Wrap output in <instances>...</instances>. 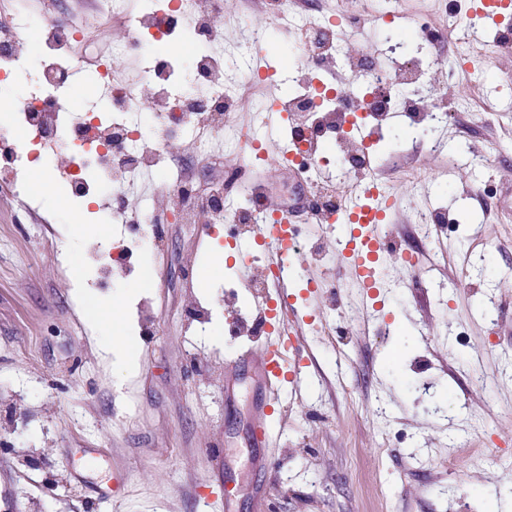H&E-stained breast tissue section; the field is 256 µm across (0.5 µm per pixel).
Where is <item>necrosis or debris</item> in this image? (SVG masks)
<instances>
[{
    "instance_id": "necrosis-or-debris-1",
    "label": "necrosis or debris",
    "mask_w": 512,
    "mask_h": 512,
    "mask_svg": "<svg viewBox=\"0 0 512 512\" xmlns=\"http://www.w3.org/2000/svg\"><path fill=\"white\" fill-rule=\"evenodd\" d=\"M266 13L293 30L310 58L306 70L290 74L293 90L282 98L265 99L257 116L285 114L289 147L264 152L269 165L304 175L310 183L311 210L323 223L351 209L359 199L360 185L374 171V139L382 138L393 115L403 117L414 132L445 130L450 112H466L471 101L463 95H447L448 71L479 73L486 57L461 27L463 8L470 0H446L448 29L454 36L448 56L435 55L442 37L428 21H420V52L396 49L377 57L343 43V29L354 27L355 18L325 13L310 19L289 10L285 0H259ZM91 13L80 22L57 17V0H45V14L33 19L8 13L0 0V83L37 70L35 84L9 109L10 122L0 123V189L20 201L32 194L25 177L41 151H53L73 194L89 197L96 188L83 177L88 161H95L98 177L107 181L118 207L137 202L150 211L154 197L136 198L139 185L163 180V194L174 203L184 224H220L238 227L279 225L288 238V249L302 253L305 244L288 224L278 223L272 202L251 193L243 204L224 198L223 186H213L208 200L196 198L185 176L167 173L168 146L152 153L143 150L141 119L151 114L158 130H165L163 116L177 112L189 131L190 150L201 160H212L216 150L225 157L251 155L261 137L254 126L231 121L239 88H260L273 83L272 73L255 66L252 50L262 44L266 31L249 26L243 41L230 54L238 64L226 68L220 19L224 0H196L195 16L184 21L186 0H146L139 12H130L129 0H91ZM111 32L107 49L95 54L85 49L97 45ZM209 43L206 53L192 54V67L202 76L205 95L181 87L179 63L185 41ZM161 45L160 53L143 66L138 82L124 77L123 62L142 42ZM89 69L91 85L109 101V118L86 110L71 121L61 105L73 70ZM26 132L34 150H26L17 138Z\"/></svg>"
}]
</instances>
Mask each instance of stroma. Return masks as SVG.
<instances>
[{
	"instance_id": "35a3bbf8",
	"label": "stroma",
	"mask_w": 512,
	"mask_h": 512,
	"mask_svg": "<svg viewBox=\"0 0 512 512\" xmlns=\"http://www.w3.org/2000/svg\"><path fill=\"white\" fill-rule=\"evenodd\" d=\"M332 2L361 17L355 36L371 53L386 47L374 18L393 8L448 25L439 0ZM249 24L266 29L255 64L280 79L245 90L241 123L263 94L289 93L288 72L305 63L276 19L251 0H224L225 40ZM453 85L473 109L421 165L454 225L429 239L395 225L424 266L415 275L384 265L375 297L321 253L324 230L298 175L245 159L227 182L223 164L183 154L179 126L169 128L174 162L224 183L228 198L262 185L309 237L279 324L299 378L263 419L249 378L226 386L230 361L260 355L266 341L235 334L231 313L259 319L265 297L248 287L253 265L224 263L217 225L145 232L125 275L111 266L131 241L121 216L89 213L60 179L35 193L33 221L1 195L0 512H457L459 497L475 512H512V113L486 116L482 100H512V63L486 67L480 89L461 73ZM414 149L405 133L380 149L377 176L401 204L419 192L394 159ZM474 149L486 150L487 167L470 164ZM111 299L124 308L122 356L98 316ZM194 303L213 310L208 332L190 320ZM260 422L274 433L262 448L252 438Z\"/></svg>"
}]
</instances>
